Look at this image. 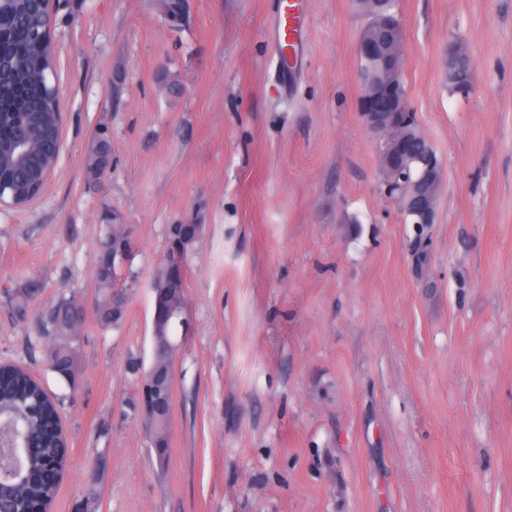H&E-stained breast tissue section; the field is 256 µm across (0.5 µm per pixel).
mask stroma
Listing matches in <instances>:
<instances>
[{"label":"stroma","mask_w":512,"mask_h":512,"mask_svg":"<svg viewBox=\"0 0 512 512\" xmlns=\"http://www.w3.org/2000/svg\"><path fill=\"white\" fill-rule=\"evenodd\" d=\"M155 2L61 0L62 153L39 198L0 207V363L63 401L50 512H512V0H400L408 101L442 166L432 224L382 192L352 0H302L285 67L272 0H183L177 22ZM101 127L112 165L93 184ZM107 209L136 275L108 327ZM173 224L201 232L162 468L139 389ZM62 295L82 309L73 387L37 339ZM445 63L448 64V54ZM471 77V66L468 57L460 62H450L448 64L447 79L452 89L462 90L468 88L471 83ZM105 239L98 264L94 271L95 281L100 293L97 314L102 324L116 325L122 318V308L126 302V290L116 288L122 276L124 265L116 260L112 262L113 251L121 249L124 261L129 259L132 249V230L126 224H118L112 214L106 213L103 218Z\"/></svg>","instance_id":"35a3bbf8"}]
</instances>
